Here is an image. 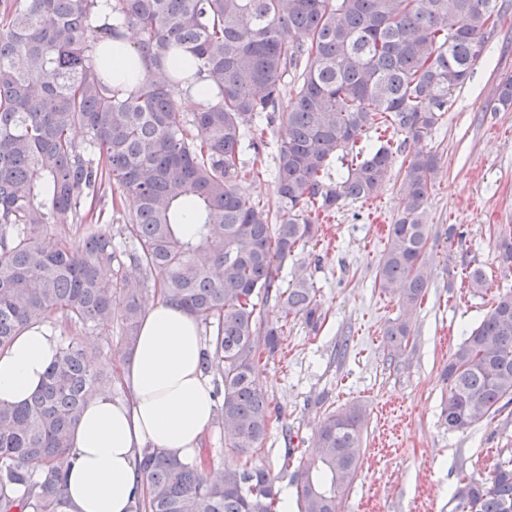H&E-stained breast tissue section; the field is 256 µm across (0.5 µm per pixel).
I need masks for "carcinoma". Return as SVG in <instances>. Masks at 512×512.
<instances>
[{"instance_id": "1", "label": "carcinoma", "mask_w": 512, "mask_h": 512, "mask_svg": "<svg viewBox=\"0 0 512 512\" xmlns=\"http://www.w3.org/2000/svg\"><path fill=\"white\" fill-rule=\"evenodd\" d=\"M113 22H96L100 0H0V350L28 325L60 318L103 332L119 323L132 352L149 287L209 333L204 372L221 378L218 419L229 450L262 448L272 411L259 387L262 352L279 329L261 327L257 305L274 299L315 325L316 289L304 276L281 285L289 258L318 237L319 221L348 199L377 195L391 178L395 140L354 152L375 127L421 139L451 106L481 58L498 0H107ZM136 31L143 69L121 94L103 74L96 47ZM209 80L208 99L184 114L193 87L178 54ZM298 72L285 93L283 78ZM512 106V78L497 87ZM277 150L274 202L239 194L259 174L266 133ZM83 132L78 140L74 132ZM254 152L247 167L243 144ZM349 160L336 186L334 160ZM441 169L416 155L402 177L404 207L389 225L375 286L400 315L384 330L391 358L408 345L409 319L428 288L426 221ZM137 203L125 224L131 251L87 219L107 190ZM191 211L194 230L181 232ZM496 249L512 276V229ZM475 292L484 270L465 275ZM100 351L72 339L59 348L39 391L0 402V512H62L69 437L94 388L111 379ZM441 416L464 432L512 404V285L448 359ZM366 411L358 403L324 414L316 455L295 472L300 512H341L357 476ZM41 467L39 475L29 465ZM130 512H277L278 477L264 466L226 469L147 448ZM463 512H512V459L484 480L463 478Z\"/></svg>"}]
</instances>
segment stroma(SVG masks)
Masks as SVG:
<instances>
[{"instance_id": "obj_1", "label": "stroma", "mask_w": 512, "mask_h": 512, "mask_svg": "<svg viewBox=\"0 0 512 512\" xmlns=\"http://www.w3.org/2000/svg\"><path fill=\"white\" fill-rule=\"evenodd\" d=\"M499 3L500 18L485 36L471 79L455 90L432 132L406 139L397 155V165L405 166L431 150L442 164L426 209L429 287L410 321L404 355H387L382 330L399 308L374 286L388 227L404 205L397 176L375 198L345 201L323 234L284 264L283 278L299 272L313 281L318 327L287 317L272 300L260 308L262 322L279 327L280 345L259 364L274 414L249 461L275 472L285 463L298 469L314 452L323 412L361 404L367 413L361 467L344 512H461L453 497L459 479L487 478L499 458L512 455V407L464 433L450 431L441 418L448 358L490 310L503 282L492 229L512 225V108L496 106L498 84L512 77V0ZM285 135L280 127L268 133V173L239 181L243 196L273 198L271 171ZM452 227L463 232L462 241H449ZM477 265L490 286L474 293L461 283ZM60 336L94 343L112 362L113 382H120L119 327L105 335L64 327Z\"/></svg>"}]
</instances>
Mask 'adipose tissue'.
<instances>
[{
    "label": "adipose tissue",
    "mask_w": 512,
    "mask_h": 512,
    "mask_svg": "<svg viewBox=\"0 0 512 512\" xmlns=\"http://www.w3.org/2000/svg\"><path fill=\"white\" fill-rule=\"evenodd\" d=\"M59 348L55 324L29 325L0 353V401H28ZM203 350L202 327L186 311L163 301L146 312L122 369L127 399L94 392L71 434L63 512H130L143 449L198 459L216 413Z\"/></svg>",
    "instance_id": "1"
}]
</instances>
